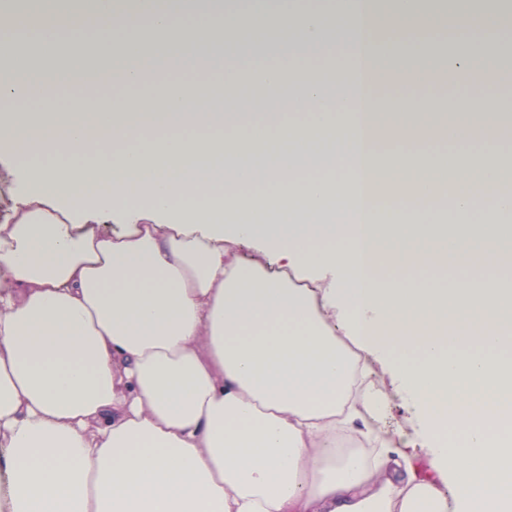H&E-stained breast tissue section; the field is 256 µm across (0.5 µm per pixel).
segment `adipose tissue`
Instances as JSON below:
<instances>
[{
    "mask_svg": "<svg viewBox=\"0 0 512 512\" xmlns=\"http://www.w3.org/2000/svg\"><path fill=\"white\" fill-rule=\"evenodd\" d=\"M429 2L275 19L294 37L244 74L306 127L255 119L233 57L200 52L241 22L269 25V0H47L54 29L25 32L0 8V35L42 53L75 33L67 69L0 65V153L26 168L0 166V512H512V290L467 275L512 259L511 224L468 220L503 169L457 152L374 160L378 115H406L395 137L423 138L435 104L421 86L466 88L448 108L475 116L498 109L487 86H512V66L485 65L464 38L432 60ZM303 46L343 48L337 79L297 69ZM215 67L217 95L183 77ZM34 101L52 121H35ZM321 164L343 179L304 177ZM384 179L413 182L403 211L365 195ZM245 183L261 193L222 191ZM440 191L467 226L415 220ZM338 208L366 234L329 223ZM418 265L459 276L439 290L386 276ZM383 357L438 482L403 454L336 452L386 404L355 390Z\"/></svg>",
    "mask_w": 512,
    "mask_h": 512,
    "instance_id": "1",
    "label": "adipose tissue"
}]
</instances>
